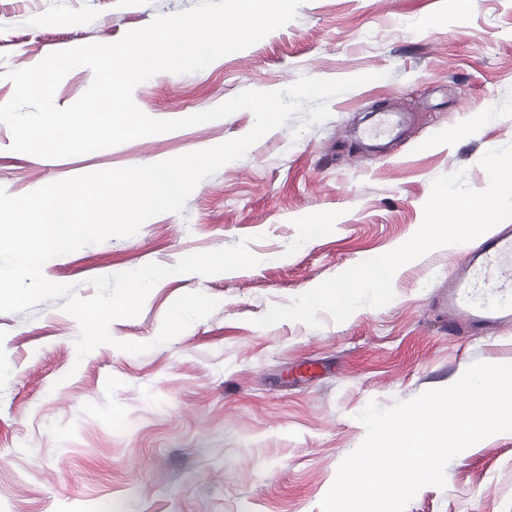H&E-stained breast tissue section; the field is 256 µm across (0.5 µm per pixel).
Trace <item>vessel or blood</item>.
<instances>
[{"label":"vessel or blood","instance_id":"vessel-or-blood-1","mask_svg":"<svg viewBox=\"0 0 512 512\" xmlns=\"http://www.w3.org/2000/svg\"><path fill=\"white\" fill-rule=\"evenodd\" d=\"M512 224H498L466 252L463 265L448 275L441 300L451 313L449 334L493 333L512 325Z\"/></svg>","mask_w":512,"mask_h":512}]
</instances>
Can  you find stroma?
<instances>
[{
  "label": "stroma",
  "mask_w": 512,
  "mask_h": 512,
  "mask_svg": "<svg viewBox=\"0 0 512 512\" xmlns=\"http://www.w3.org/2000/svg\"><path fill=\"white\" fill-rule=\"evenodd\" d=\"M198 0H0V105L10 70L50 53L112 43ZM368 81L329 99L330 116L293 115L200 181L183 213L148 219L56 256L44 277L90 297L93 278L246 243L251 269L170 275L112 343L77 358V321L48 301L0 313V512H320L342 460L364 440L358 415L460 379L473 363H512V327L453 337L432 299L463 252L439 247L404 264L394 299L342 322L255 325L325 280L396 249L419 229L433 181L512 144V0H302L293 20L189 74L161 72L133 91L156 120L216 107L300 77ZM406 116L404 135L371 136L376 107ZM250 110L66 158L11 148L0 123V186L13 195L107 169L160 162L247 134ZM217 309L156 344L183 294ZM153 342L133 354L118 342ZM444 487L405 512H512V432L451 460Z\"/></svg>",
  "instance_id": "1"
}]
</instances>
